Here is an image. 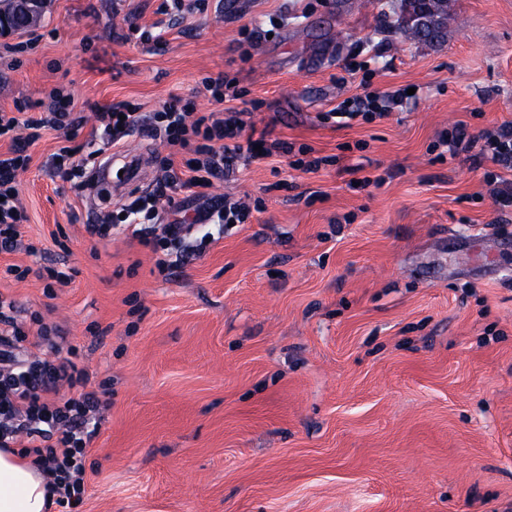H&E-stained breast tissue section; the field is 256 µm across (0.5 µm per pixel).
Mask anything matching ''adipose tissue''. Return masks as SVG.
Wrapping results in <instances>:
<instances>
[{
  "label": "adipose tissue",
  "mask_w": 512,
  "mask_h": 512,
  "mask_svg": "<svg viewBox=\"0 0 512 512\" xmlns=\"http://www.w3.org/2000/svg\"><path fill=\"white\" fill-rule=\"evenodd\" d=\"M53 496L41 471L17 449L0 448V512H49Z\"/></svg>",
  "instance_id": "1"
}]
</instances>
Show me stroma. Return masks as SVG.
Instances as JSON below:
<instances>
[{
  "label": "stroma",
  "instance_id": "obj_1",
  "mask_svg": "<svg viewBox=\"0 0 512 512\" xmlns=\"http://www.w3.org/2000/svg\"><path fill=\"white\" fill-rule=\"evenodd\" d=\"M204 2L161 22L158 0H49L0 38L2 111L40 115L60 88L77 112L151 114L172 95L208 112L202 80L221 73L291 147L186 204L191 218L230 195L248 216L200 224L169 276L121 227L84 231L153 189L160 140L113 150L115 169L130 153L144 169L107 203L51 175L56 131L28 148L34 250L0 255V294L29 335L62 328L106 389L83 512H512V207L473 160L435 150L455 124L512 123V0H448L432 43L405 32L402 0ZM132 21L161 39H126ZM398 89L404 111L322 120ZM52 264L71 279L48 284Z\"/></svg>",
  "mask_w": 512,
  "mask_h": 512
}]
</instances>
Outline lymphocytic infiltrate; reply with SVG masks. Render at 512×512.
I'll return each instance as SVG.
<instances>
[{"mask_svg":"<svg viewBox=\"0 0 512 512\" xmlns=\"http://www.w3.org/2000/svg\"><path fill=\"white\" fill-rule=\"evenodd\" d=\"M387 99L383 106L378 95L368 94L340 103L325 117L346 128L356 119L384 118L402 108L400 92L389 93ZM244 115V110L236 108L225 113L199 112L178 96L170 97L151 120L125 102L95 108L89 118L60 111L53 100L37 118L1 111L0 139H9L11 147L8 153H0V253L15 252L22 241L28 216L19 201L18 177L27 167L28 146L43 131H61L70 139L87 126L92 142L103 151L120 146L139 131L162 139L170 155L152 194L125 206L124 213L151 221L164 205L174 219L162 225L157 237L131 221L126 229L155 253L158 271L167 270L168 252L182 248L193 231L180 215L176 194L212 186L232 170L235 161L252 163L272 154L268 148L256 151V139L244 136ZM440 143L449 159L466 155L491 162L493 168L484 178L493 185L494 200L501 207H512V124L477 135L460 126L442 135ZM16 313L15 301L0 295V448L24 449L31 464L54 475L56 504L66 512H79L85 496L86 454L99 434L107 403L89 389V374L79 366L76 348L68 344L61 329L49 336L38 334L35 342H28ZM64 350L69 353L65 359L60 356Z\"/></svg>","mask_w":512,"mask_h":512,"instance_id":"1","label":"lymphocytic infiltrate"}]
</instances>
